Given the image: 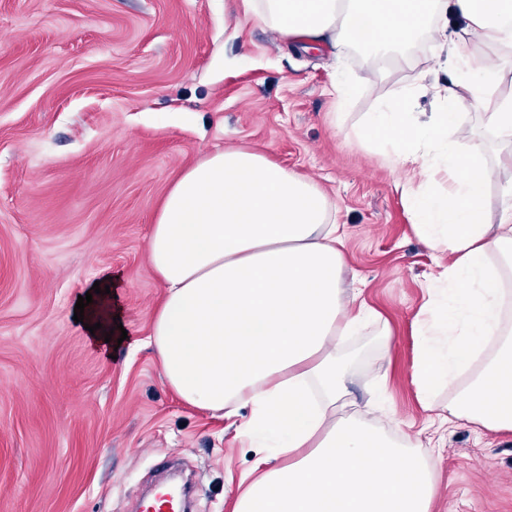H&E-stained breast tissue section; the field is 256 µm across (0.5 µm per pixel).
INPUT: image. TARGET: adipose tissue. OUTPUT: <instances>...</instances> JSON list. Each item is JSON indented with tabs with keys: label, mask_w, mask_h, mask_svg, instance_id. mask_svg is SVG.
<instances>
[{
	"label": "adipose tissue",
	"mask_w": 512,
	"mask_h": 512,
	"mask_svg": "<svg viewBox=\"0 0 512 512\" xmlns=\"http://www.w3.org/2000/svg\"><path fill=\"white\" fill-rule=\"evenodd\" d=\"M282 38L339 51L365 47L370 59L402 51L419 33L452 38L456 81L402 89L369 113L366 136L382 142L388 165L411 169L399 189L416 235L447 255L416 316L412 382L422 406L444 420L512 432V330L503 323V277L512 262V184L496 223L484 199L496 166L455 154L460 133L451 105L477 95L478 79L501 62L475 61L472 38L512 46V0H242ZM465 25L449 34L447 12ZM439 109L412 112L416 96ZM448 190L432 186L436 170ZM328 197L309 179L249 149L208 153L169 188L151 226L149 261L162 284L150 343L168 386L187 404L230 417L246 407L239 433L262 449L234 512H431L434 466L411 442L336 409L346 369L336 350L370 318L343 300L344 238ZM111 295H93L84 321L92 344L117 347ZM490 359L447 405L440 381Z\"/></svg>",
	"instance_id": "obj_1"
}]
</instances>
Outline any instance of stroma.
I'll return each instance as SVG.
<instances>
[{
	"instance_id": "35a3bbf8",
	"label": "stroma",
	"mask_w": 512,
	"mask_h": 512,
	"mask_svg": "<svg viewBox=\"0 0 512 512\" xmlns=\"http://www.w3.org/2000/svg\"><path fill=\"white\" fill-rule=\"evenodd\" d=\"M449 49L420 37L374 75L358 51L279 40L241 0H0V512H129L174 458L195 474L198 512H233L256 449L183 403L147 344L163 293L150 226L171 184L218 147L267 154L336 204L345 291L376 313L343 344L346 414L421 445L433 512H512V433L419 402L413 321L436 258L403 172L357 136L401 89L450 82ZM510 97L507 69L479 98L460 92L462 155L492 160L483 115ZM109 273L132 339L112 356L73 319ZM379 388L386 402L368 410Z\"/></svg>"
}]
</instances>
